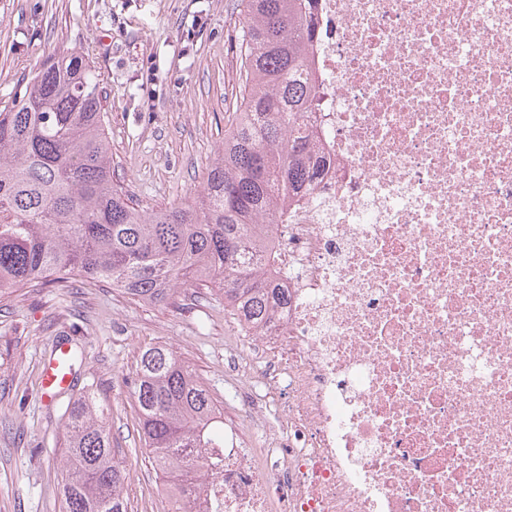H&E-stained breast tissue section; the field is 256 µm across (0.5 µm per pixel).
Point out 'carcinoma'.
Listing matches in <instances>:
<instances>
[{
	"label": "carcinoma",
	"mask_w": 512,
	"mask_h": 512,
	"mask_svg": "<svg viewBox=\"0 0 512 512\" xmlns=\"http://www.w3.org/2000/svg\"><path fill=\"white\" fill-rule=\"evenodd\" d=\"M235 120L190 201L147 211L112 184L101 77L80 55L49 57L0 111V290L73 275L166 304L186 286L224 293V314L260 324L282 301L255 226L300 204L329 159L314 152L321 90L317 0H240ZM142 439L174 489L223 447L224 414L170 348L143 351L130 382ZM65 512H129L126 473L89 391L67 406Z\"/></svg>",
	"instance_id": "obj_1"
}]
</instances>
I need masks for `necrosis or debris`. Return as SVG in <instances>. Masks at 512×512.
Segmentation results:
<instances>
[{"label": "necrosis or debris", "mask_w": 512, "mask_h": 512, "mask_svg": "<svg viewBox=\"0 0 512 512\" xmlns=\"http://www.w3.org/2000/svg\"><path fill=\"white\" fill-rule=\"evenodd\" d=\"M327 167L195 512H512V0H319Z\"/></svg>", "instance_id": "4bbe7bcc"}]
</instances>
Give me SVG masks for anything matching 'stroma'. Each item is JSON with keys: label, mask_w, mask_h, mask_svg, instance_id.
<instances>
[{"label": "stroma", "mask_w": 512, "mask_h": 512, "mask_svg": "<svg viewBox=\"0 0 512 512\" xmlns=\"http://www.w3.org/2000/svg\"><path fill=\"white\" fill-rule=\"evenodd\" d=\"M238 0H0V110L53 54L76 53L101 75L114 180L140 208L196 196L234 117ZM234 322L224 296L182 288L145 304L103 281L0 290V512H62L63 414L94 385L130 512H170L164 477L139 438L127 382L140 354L164 345L241 417L224 382ZM77 349L70 388L44 396L42 369L59 344Z\"/></svg>", "instance_id": "stroma-1"}]
</instances>
